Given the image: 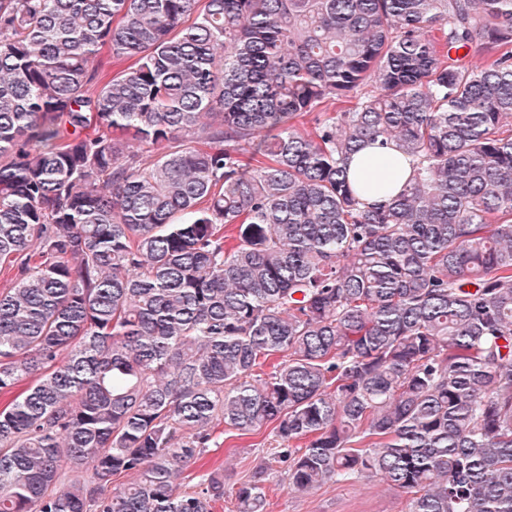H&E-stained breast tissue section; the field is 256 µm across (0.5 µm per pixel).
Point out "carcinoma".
<instances>
[{"label":"carcinoma","instance_id":"1","mask_svg":"<svg viewBox=\"0 0 512 512\" xmlns=\"http://www.w3.org/2000/svg\"><path fill=\"white\" fill-rule=\"evenodd\" d=\"M0 266V512H512V0H0ZM271 431L272 426H268L239 436L238 431L220 425L211 448H206L204 455L183 470L181 489L200 491L204 474L223 472L226 496L216 504L214 512H232L235 508L230 492L262 465L270 469L266 482L267 512H406L404 494L377 478L354 487L328 484L309 494L292 491L288 487L286 464L271 459Z\"/></svg>","mask_w":512,"mask_h":512}]
</instances>
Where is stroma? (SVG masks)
Masks as SVG:
<instances>
[{"label": "stroma", "instance_id": "obj_1", "mask_svg": "<svg viewBox=\"0 0 512 512\" xmlns=\"http://www.w3.org/2000/svg\"><path fill=\"white\" fill-rule=\"evenodd\" d=\"M270 438L271 430L267 427L245 436L219 427L211 448L184 469L183 490H200L204 474L214 470L223 472L226 497L217 504L215 512H232V490L262 465L269 469L267 512H405L404 494L376 478L354 487L328 484L309 494L292 491L288 487L286 465L271 459Z\"/></svg>", "mask_w": 512, "mask_h": 512}]
</instances>
